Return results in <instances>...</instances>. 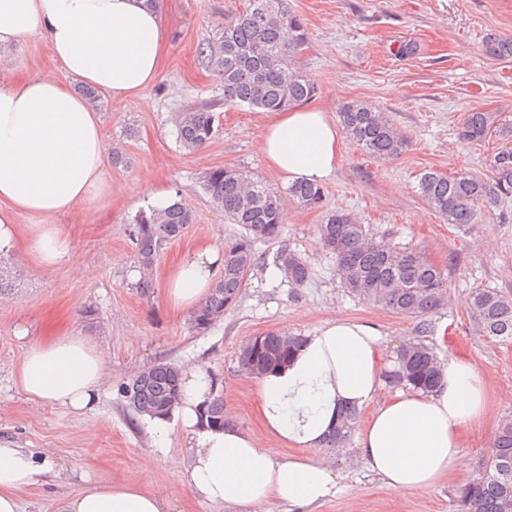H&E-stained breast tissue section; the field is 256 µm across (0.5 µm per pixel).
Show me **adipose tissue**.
<instances>
[{
  "label": "adipose tissue",
  "mask_w": 512,
  "mask_h": 512,
  "mask_svg": "<svg viewBox=\"0 0 512 512\" xmlns=\"http://www.w3.org/2000/svg\"><path fill=\"white\" fill-rule=\"evenodd\" d=\"M31 36L48 41L65 77L28 75L0 86V250L13 246L19 215L37 217L28 248L47 269L72 254L57 217L112 195L100 116L70 82L114 99L138 96L160 73L166 30L160 0H0V47ZM258 148L287 181H326L344 161L335 121L314 107L276 113ZM223 258L222 246L203 243L171 266L165 304L193 315ZM396 367L378 328L330 319L302 336L284 364L256 376L267 443L235 422L202 420L215 391L199 368L183 371L182 399L169 416L153 419V440L165 448L176 426L188 436L192 453L173 459L172 468L198 501L255 512L274 500L315 512L344 491L346 475L308 452L325 447L347 409L365 408L357 461L393 492H426L466 467L462 431L487 416L490 391L480 371L455 355L441 362L439 382L428 390L392 382ZM103 373L90 338L63 334L25 346L15 384L34 403L83 415L99 400ZM63 472L52 456L0 439V512H24L23 493L55 486ZM143 485L140 478L93 483L61 498L58 512H178Z\"/></svg>",
  "instance_id": "1"
}]
</instances>
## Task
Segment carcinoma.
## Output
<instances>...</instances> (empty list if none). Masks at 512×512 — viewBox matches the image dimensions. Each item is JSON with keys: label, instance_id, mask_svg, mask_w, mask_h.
<instances>
[{"label": "carcinoma", "instance_id": "cac0c4a2", "mask_svg": "<svg viewBox=\"0 0 512 512\" xmlns=\"http://www.w3.org/2000/svg\"><path fill=\"white\" fill-rule=\"evenodd\" d=\"M306 43L305 25L288 0H246L242 13L217 23L212 36L198 45L197 58L220 81L224 104L283 112L317 93L314 82L296 63ZM484 48L498 59H512V37L490 35ZM340 117L350 138L374 158L393 159L407 148L406 138L388 113L371 103H347ZM215 123L211 109L194 107L178 116L177 135L184 145L200 147L215 136ZM492 134L512 142V120L495 125L486 113L472 110L460 127L459 139L475 143ZM492 170L491 179L426 171L418 179L417 191L447 223L476 224L484 212L512 198V148L494 155ZM203 186L224 210V218L240 225L243 233L224 248L220 279L191 317V327L199 332L210 329L238 302L245 278L258 259L255 244L281 237L285 199L310 209L321 207L325 199L324 188L317 181L298 180L281 191L234 168L210 170ZM192 222L191 210L180 201L166 208L151 207L135 217L132 242L141 274L133 287L140 294L153 293L151 271L162 246L181 238ZM319 231L321 244L334 256L336 276L348 293L417 322L419 334L402 345L392 380L424 388L436 386L440 362L421 334L431 332L428 316L447 300L442 270L419 252L374 237L367 225L347 213L328 215ZM276 263L295 286L310 279L309 265L294 253L281 252ZM470 311L479 335L512 340L511 296L493 288H476L471 293ZM298 343L297 336L270 331L240 350L238 367L248 375L260 374L281 364ZM181 376L182 370L175 366L156 364L124 385L121 392L140 415H168L181 400ZM204 414L210 423L224 425L223 399L215 398ZM359 417L357 410H347L327 446L342 447ZM464 497L472 512H512V418L499 425L484 474L464 489Z\"/></svg>", "mask_w": 512, "mask_h": 512}]
</instances>
